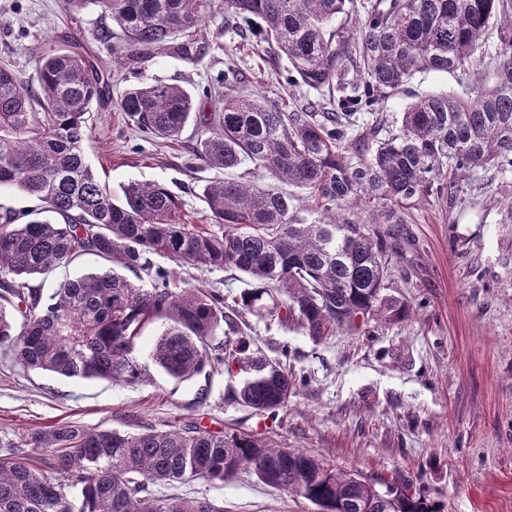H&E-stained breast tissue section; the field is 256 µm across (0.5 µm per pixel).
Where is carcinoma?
<instances>
[{
  "label": "carcinoma",
  "instance_id": "cac0c4a2",
  "mask_svg": "<svg viewBox=\"0 0 512 512\" xmlns=\"http://www.w3.org/2000/svg\"><path fill=\"white\" fill-rule=\"evenodd\" d=\"M65 2L73 12L100 8L111 24L99 41L121 35L131 61L170 50L213 4ZM254 22L256 52L286 57L288 84L342 96L329 112H287L234 91L226 77L224 91L202 89L212 111L202 113L187 168L252 166L247 180L203 187L217 232L194 223L166 184L130 181L116 197L87 163L90 112L111 98L112 83L81 44L39 54L31 84L0 66V187L36 202L23 214L0 207V347L16 363L136 384L146 374L137 340L162 321L150 357L167 375L187 381L236 369L245 377L233 400L274 414L288 406L296 375L250 349L241 312L294 324L316 343L360 329L359 319L405 321L409 306L389 293L391 258L404 244L382 225L406 223L432 197L457 198L459 181L477 168L512 170V0H224V24L241 31ZM483 63L489 87L473 80ZM426 72L457 73L463 88L416 97L387 133L361 123L362 105ZM195 103L186 88L158 83L127 90L119 109L144 137L175 141ZM306 194L318 208L309 223L293 216ZM354 208L363 219L349 215ZM85 255L106 270L43 287L42 276ZM154 255L237 270L252 288L237 299L180 287ZM241 470L319 512H443L411 481L375 494L303 450L194 420L136 434L70 422L1 442L0 512H224L205 496H159L153 487L222 483Z\"/></svg>",
  "mask_w": 512,
  "mask_h": 512
}]
</instances>
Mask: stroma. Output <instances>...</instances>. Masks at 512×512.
Here are the masks:
<instances>
[{
    "mask_svg": "<svg viewBox=\"0 0 512 512\" xmlns=\"http://www.w3.org/2000/svg\"><path fill=\"white\" fill-rule=\"evenodd\" d=\"M108 19L88 11L71 19L63 0H0V65L21 79L35 78L34 57L81 40L111 74L112 97L94 105L86 160L113 193L131 181L160 182L184 189L198 223L210 216L194 197L211 169L185 166L194 142L188 125L175 142L137 136L116 99L133 86L207 85L224 71H239L240 90L259 93L290 111L316 101L317 93L289 86L286 58L270 61L225 27L213 8L198 31L197 52L171 49L126 63V44H102ZM456 74L417 75L382 98L375 115L398 116L412 95L457 92ZM512 171L476 169L459 199H430L411 209L400 230L413 241L398 259L393 292L412 308L408 320L378 326L363 335L341 330L313 342L294 327L245 314L252 347L285 358L299 377L287 408L259 414L233 402L239 373L215 370L209 379L180 382L150 358L162 323L148 324L135 355L146 370L139 384L73 380L23 368L0 352V439L57 422L137 433L195 418L211 430H238L288 448L326 458L336 467L381 482L422 480L445 512H512ZM188 285L237 296L248 289L234 270H197L160 257ZM163 495L201 497L223 503L224 512H318L310 501L270 488L243 472L224 483L193 481L161 485Z\"/></svg>",
    "mask_w": 512,
    "mask_h": 512,
    "instance_id": "35a3bbf8",
    "label": "stroma"
}]
</instances>
